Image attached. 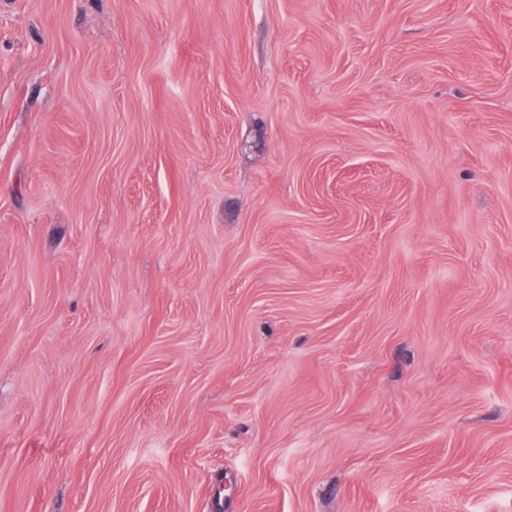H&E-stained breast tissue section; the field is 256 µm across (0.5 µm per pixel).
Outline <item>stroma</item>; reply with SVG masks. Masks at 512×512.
<instances>
[{"instance_id": "35a3bbf8", "label": "stroma", "mask_w": 512, "mask_h": 512, "mask_svg": "<svg viewBox=\"0 0 512 512\" xmlns=\"http://www.w3.org/2000/svg\"><path fill=\"white\" fill-rule=\"evenodd\" d=\"M0 512H512V0H0Z\"/></svg>"}]
</instances>
